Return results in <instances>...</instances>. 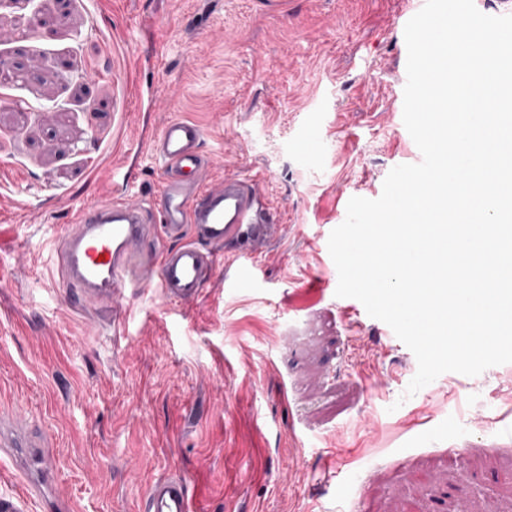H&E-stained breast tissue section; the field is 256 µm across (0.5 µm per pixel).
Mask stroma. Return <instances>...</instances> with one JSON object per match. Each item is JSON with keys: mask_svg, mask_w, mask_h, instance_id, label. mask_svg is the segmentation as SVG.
<instances>
[{"mask_svg": "<svg viewBox=\"0 0 512 512\" xmlns=\"http://www.w3.org/2000/svg\"><path fill=\"white\" fill-rule=\"evenodd\" d=\"M417 2L0 0L22 74L0 98L29 104L0 110V407L41 427L74 512H141L171 474L196 512H512V368L405 397L412 351L336 295L341 199L414 161ZM175 114L204 129L208 184L264 175L270 236L220 255L195 300L151 285L74 309L49 254L80 199H112L113 168L158 185Z\"/></svg>", "mask_w": 512, "mask_h": 512, "instance_id": "35a3bbf8", "label": "stroma"}]
</instances>
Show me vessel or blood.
<instances>
[{
    "mask_svg": "<svg viewBox=\"0 0 512 512\" xmlns=\"http://www.w3.org/2000/svg\"><path fill=\"white\" fill-rule=\"evenodd\" d=\"M204 130L197 122L174 116L161 127L151 155L162 180L149 196L135 195L128 172L113 169L116 200L87 201L75 211V222L62 240L65 285L84 306L92 307L127 288H139L145 277L177 302L197 298L217 273L220 247L267 238L272 214L258 179L225 176L207 185ZM163 239L165 248L145 259L144 246ZM0 450L24 457L41 479L27 493L0 488V512H32L54 470L44 443L20 428L14 413L0 410ZM141 512H194L190 483L182 476L155 480Z\"/></svg>",
    "mask_w": 512,
    "mask_h": 512,
    "instance_id": "obj_1",
    "label": "vessel or blood"
}]
</instances>
